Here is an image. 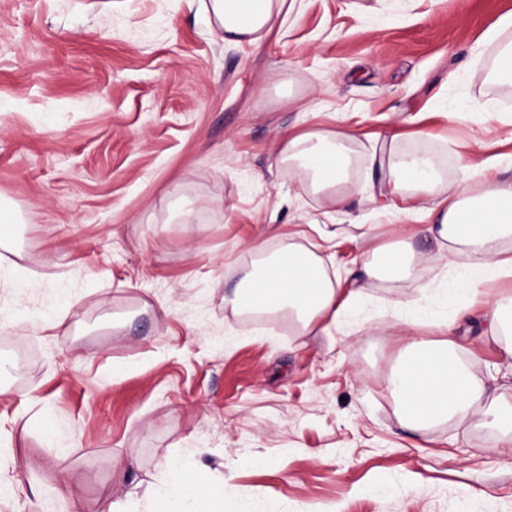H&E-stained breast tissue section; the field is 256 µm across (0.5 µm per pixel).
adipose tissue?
<instances>
[{
    "label": "adipose tissue",
    "instance_id": "adipose-tissue-1",
    "mask_svg": "<svg viewBox=\"0 0 512 512\" xmlns=\"http://www.w3.org/2000/svg\"><path fill=\"white\" fill-rule=\"evenodd\" d=\"M295 10L287 0H209L207 11L218 21L229 45L260 44L275 28L284 26ZM351 132L336 128L284 135L279 143L281 164L298 170L313 193L329 195L336 207L349 203L339 188L347 181ZM512 170V157H501L476 169L462 168L464 182L443 186L429 157L401 159L390 167L385 186L388 199L381 211L392 219L410 216L428 219L427 231L453 253L450 283L434 288L420 285L419 299L401 303L400 327L410 342L389 380L402 419L415 430L453 421L464 423L482 411L486 426L500 432L512 446V400L491 395L471 369L456 360L453 326L467 315L484 282L512 277V256L503 244L512 240V180L500 172ZM482 179L479 192L465 182ZM440 195L432 208L421 199ZM372 262L363 264L370 278H407L413 274L412 256L405 249H376ZM362 288L342 291L329 277L314 251L288 245L254 266L228 296V303L243 313L287 312L301 334H319L355 308ZM433 329L434 338L419 335L421 326ZM186 462L167 457L161 478L149 492V512H225L228 488L223 479L205 469L188 477Z\"/></svg>",
    "mask_w": 512,
    "mask_h": 512
}]
</instances>
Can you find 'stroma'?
I'll return each instance as SVG.
<instances>
[{"instance_id": "obj_1", "label": "stroma", "mask_w": 512, "mask_h": 512, "mask_svg": "<svg viewBox=\"0 0 512 512\" xmlns=\"http://www.w3.org/2000/svg\"><path fill=\"white\" fill-rule=\"evenodd\" d=\"M506 15L512 0H298L260 45L230 47L184 0H0V339L34 341L23 370L0 356V474L24 490L0 512H54L62 478L83 512L143 499L170 454L256 512H512L497 432L476 416L415 432L387 389L398 304L445 262L421 221L378 213L389 162L434 156L448 186L512 153V93L483 40ZM336 127L353 134L345 208L277 161L284 132ZM406 238L415 277L365 281L329 334L224 303L283 245L348 289ZM508 292L486 284L455 336L506 391L505 340L484 327Z\"/></svg>"}]
</instances>
